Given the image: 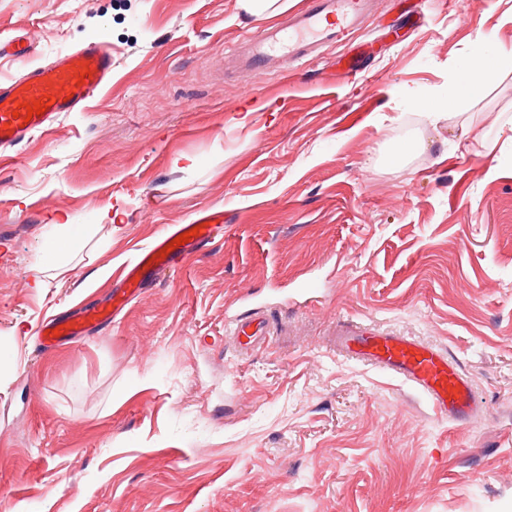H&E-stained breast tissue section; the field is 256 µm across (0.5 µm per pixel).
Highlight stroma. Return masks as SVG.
Segmentation results:
<instances>
[{
    "label": "stroma",
    "mask_w": 512,
    "mask_h": 512,
    "mask_svg": "<svg viewBox=\"0 0 512 512\" xmlns=\"http://www.w3.org/2000/svg\"><path fill=\"white\" fill-rule=\"evenodd\" d=\"M263 25L235 0H0V36L27 31L37 61L99 37L113 60L87 111L0 163V354L23 359L0 386V512H512V64L455 120L422 107L512 42V0H372L303 65L225 63ZM210 207L223 238L43 351V323L106 303ZM54 224L90 243L37 288ZM255 307L273 336L243 357L226 322ZM340 321L446 349L480 417L339 359Z\"/></svg>",
    "instance_id": "35a3bbf8"
}]
</instances>
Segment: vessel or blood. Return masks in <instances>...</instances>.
<instances>
[{
  "mask_svg": "<svg viewBox=\"0 0 512 512\" xmlns=\"http://www.w3.org/2000/svg\"><path fill=\"white\" fill-rule=\"evenodd\" d=\"M364 13V0H308L288 23L248 34L243 46L228 48L227 55L238 67L256 73L266 72L282 59L303 61L318 45L335 42L342 31L356 29ZM33 52V45L23 43L19 34L0 37V55L26 64L18 78L0 83V158L33 135L54 129L63 113L86 111L112 81V50L104 39L87 41L41 65H30ZM39 99L49 102L45 112L28 115L27 104ZM193 226L197 235L176 244V237ZM223 230V210L207 209L199 211L190 224L162 234L141 252L135 265L123 271L112 291L111 307L87 306L49 321L40 335L42 347L54 349L82 336L89 326L110 321L149 281L185 262ZM230 334L240 354L248 356L268 342L271 322L264 312L251 310L232 323ZM336 352L400 378L451 421H470L481 413L470 378L446 351L433 345L348 323L336 330Z\"/></svg>",
  "mask_w": 512,
  "mask_h": 512,
  "instance_id": "1",
  "label": "vessel or blood"
}]
</instances>
